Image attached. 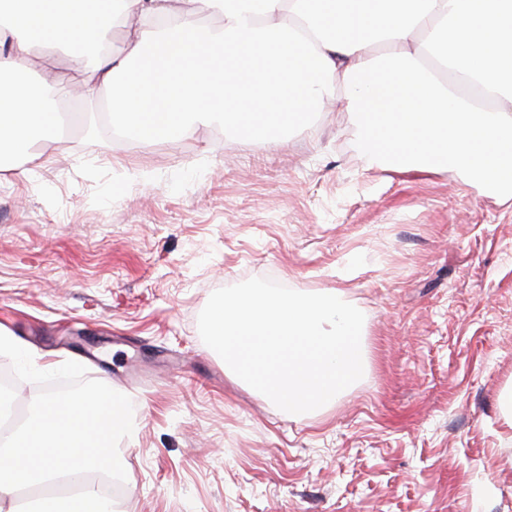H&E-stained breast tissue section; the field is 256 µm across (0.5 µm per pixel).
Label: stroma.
<instances>
[{
  "label": "stroma",
  "instance_id": "stroma-1",
  "mask_svg": "<svg viewBox=\"0 0 512 512\" xmlns=\"http://www.w3.org/2000/svg\"><path fill=\"white\" fill-rule=\"evenodd\" d=\"M0 170V328L127 393L117 512H512V198L381 167L340 106L272 142L135 146L85 99ZM341 291L362 378L290 414L204 344L215 290Z\"/></svg>",
  "mask_w": 512,
  "mask_h": 512
}]
</instances>
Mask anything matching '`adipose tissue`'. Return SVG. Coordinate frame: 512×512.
Returning a JSON list of instances; mask_svg holds the SVG:
<instances>
[{
    "label": "adipose tissue",
    "mask_w": 512,
    "mask_h": 512,
    "mask_svg": "<svg viewBox=\"0 0 512 512\" xmlns=\"http://www.w3.org/2000/svg\"><path fill=\"white\" fill-rule=\"evenodd\" d=\"M209 12L221 26L201 24ZM439 44L491 109L432 77ZM59 53L90 77L67 88L32 79L33 58L47 68ZM340 83L374 162L441 165L512 193V0H97L91 15L83 0H0V163L63 142L51 104L65 95H105L137 145L214 121L271 141Z\"/></svg>",
    "instance_id": "ef3b65f1"
}]
</instances>
